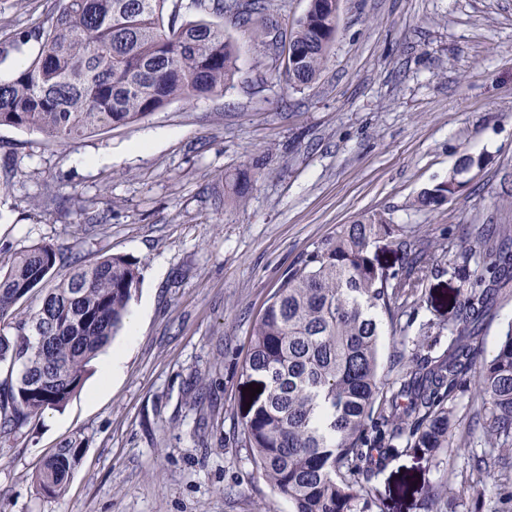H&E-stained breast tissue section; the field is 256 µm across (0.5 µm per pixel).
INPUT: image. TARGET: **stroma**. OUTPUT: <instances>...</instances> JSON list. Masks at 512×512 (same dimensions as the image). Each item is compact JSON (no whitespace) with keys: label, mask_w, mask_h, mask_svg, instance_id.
<instances>
[{"label":"stroma","mask_w":512,"mask_h":512,"mask_svg":"<svg viewBox=\"0 0 512 512\" xmlns=\"http://www.w3.org/2000/svg\"><path fill=\"white\" fill-rule=\"evenodd\" d=\"M54 0H0V40L34 27ZM238 75L223 96L175 101L71 147L0 126V266L47 242L91 261L125 255L145 305L122 374L91 363L81 390L0 444V512H289L241 443L250 399V333L288 269L315 245L378 213L429 267L415 295L382 316L378 371L415 340L447 336L460 285L448 250L480 224L512 225V0H341L317 80L288 86L251 30L225 19ZM155 133L135 153L130 146ZM476 164L456 198L420 193ZM254 177L239 203L224 178ZM101 219L86 223V212ZM472 389L454 409L461 454L440 465L410 452L370 484L384 512H493L469 475L485 441ZM79 438L82 461L61 496L37 492L43 456Z\"/></svg>","instance_id":"stroma-1"}]
</instances>
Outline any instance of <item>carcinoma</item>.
<instances>
[{"mask_svg": "<svg viewBox=\"0 0 512 512\" xmlns=\"http://www.w3.org/2000/svg\"><path fill=\"white\" fill-rule=\"evenodd\" d=\"M33 28L0 43V60L30 47L24 67L0 81V126L40 134L69 146L88 133L137 123L173 101L221 96L238 73L237 50L224 15L270 36L283 33L268 0H56ZM336 0H309L288 31V84L314 81L336 38ZM422 192L421 207L437 206L464 187L457 175ZM378 214L365 215L319 242L289 269L251 332L243 375L260 385L241 416L243 446L291 512H375V492L362 485L374 469L413 449L439 461L453 448V399L467 379L483 408L481 428L512 464V324L488 357L480 340L488 313L512 287V226L477 229L481 272L459 277L458 309L448 346L416 344L409 367L385 382L378 376V312L419 288L423 248L402 242L406 257L380 272L370 247L394 238ZM66 272H60L61 268ZM140 273L118 254L89 264L70 261L51 243L21 251L0 267V439L9 441L46 410L79 391L91 361L125 326ZM40 307L19 306L33 293ZM84 448L78 438L52 449L33 474L41 493L66 492ZM478 482L512 501L486 458L470 455Z\"/></svg>", "mask_w": 512, "mask_h": 512, "instance_id": "cac0c4a2", "label": "carcinoma"}]
</instances>
